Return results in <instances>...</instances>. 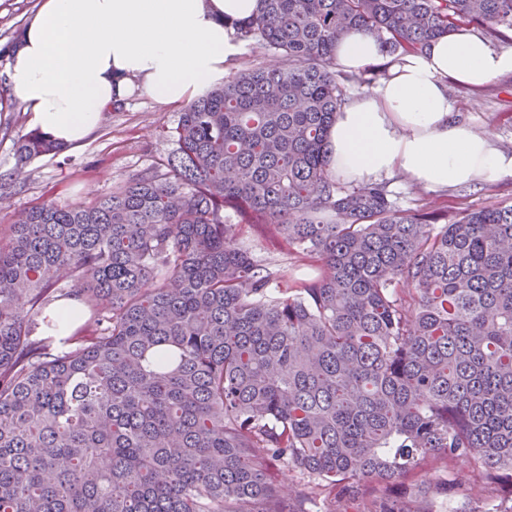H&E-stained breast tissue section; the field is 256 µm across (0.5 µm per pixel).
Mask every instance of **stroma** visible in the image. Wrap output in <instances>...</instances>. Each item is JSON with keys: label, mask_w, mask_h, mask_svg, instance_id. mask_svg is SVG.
<instances>
[{"label": "stroma", "mask_w": 512, "mask_h": 512, "mask_svg": "<svg viewBox=\"0 0 512 512\" xmlns=\"http://www.w3.org/2000/svg\"><path fill=\"white\" fill-rule=\"evenodd\" d=\"M41 0H0V174L8 175L0 189V227H8L30 206L52 201L60 205L88 200L145 169L158 166L171 148L166 129L175 127L181 109L165 105L151 96L134 93L118 112H106L98 128L76 148L58 156H46L18 166L15 143L30 130L29 115L10 90L4 73L10 60L4 48L14 29L23 27ZM448 97L457 117L487 135L500 150L512 153V75L498 77L482 87L449 82ZM21 176H14V169ZM389 188L400 205L432 207L449 218L468 208L495 202H512V176L493 183L451 185L443 189L423 187L404 175H393ZM242 239L253 254L306 275L305 267L281 250L278 239L263 226L245 228ZM463 493L449 496L434 486L413 480L410 491L400 499L403 512L418 505L432 512H456Z\"/></svg>", "instance_id": "obj_1"}]
</instances>
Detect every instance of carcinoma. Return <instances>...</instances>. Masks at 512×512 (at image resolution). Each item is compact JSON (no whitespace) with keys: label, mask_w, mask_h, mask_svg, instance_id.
Returning a JSON list of instances; mask_svg holds the SVG:
<instances>
[{"label":"carcinoma","mask_w":512,"mask_h":512,"mask_svg":"<svg viewBox=\"0 0 512 512\" xmlns=\"http://www.w3.org/2000/svg\"><path fill=\"white\" fill-rule=\"evenodd\" d=\"M263 2L233 26L284 65L187 104L158 167L0 231V512H309L464 460L443 492L512 512V204L443 224L328 156L345 31L417 53L460 23L512 31V0ZM69 300L78 326L44 317ZM273 462L303 482L273 488ZM241 237L253 254L281 266H287L288 270L297 276L307 274L308 270L295 262L293 255H288L286 251L281 250L278 239L266 227L246 226Z\"/></svg>","instance_id":"cac0c4a2"}]
</instances>
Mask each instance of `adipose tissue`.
Masks as SVG:
<instances>
[{
    "mask_svg": "<svg viewBox=\"0 0 512 512\" xmlns=\"http://www.w3.org/2000/svg\"><path fill=\"white\" fill-rule=\"evenodd\" d=\"M261 8L262 0H42L6 80L31 129L73 146L133 91L186 105L222 83L242 49L232 21ZM335 63L347 73L387 70L336 115L329 156L341 179L402 173L439 188L512 176V154L455 119L448 98L449 80L480 87L512 73V51L459 27L421 52L392 56L354 29L337 41Z\"/></svg>",
    "mask_w": 512,
    "mask_h": 512,
    "instance_id": "adipose-tissue-1",
    "label": "adipose tissue"
}]
</instances>
